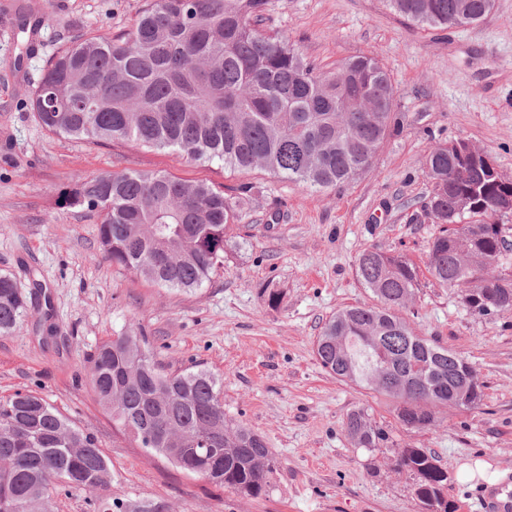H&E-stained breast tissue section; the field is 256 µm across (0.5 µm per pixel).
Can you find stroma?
<instances>
[{
  "label": "stroma",
  "instance_id": "1",
  "mask_svg": "<svg viewBox=\"0 0 512 512\" xmlns=\"http://www.w3.org/2000/svg\"><path fill=\"white\" fill-rule=\"evenodd\" d=\"M145 6L0 0V274L43 293L18 332L0 335V397L37 393L97 439L113 491L165 500L173 512H424L389 451L348 439L346 417L358 409L401 447L435 455L456 504L474 503L488 479L512 484V311L474 314L424 270L435 231L424 212L430 147L468 141L512 180V0L443 31L394 13L387 0H269L266 30L322 67L376 58L394 89L398 132L367 172L318 192L258 168L71 139L38 124L29 93L49 60L75 35L129 28ZM30 9L45 22L25 30L20 15ZM120 171L204 182L238 205L243 221L228 231L224 266L209 281L173 290L120 270L100 251L97 216L57 205V189ZM370 247L421 266L403 315L415 333L472 363L484 384L478 407L450 406L434 426L410 429L385 397L321 367L314 349L324 324L375 302L355 274ZM131 326L168 371L214 374L227 418L262 435L279 462L269 495L243 498L186 475L116 429L90 388L87 359ZM465 464L484 465V477L460 481Z\"/></svg>",
  "mask_w": 512,
  "mask_h": 512
}]
</instances>
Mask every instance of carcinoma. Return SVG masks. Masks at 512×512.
Listing matches in <instances>:
<instances>
[{
  "label": "carcinoma",
  "instance_id": "1",
  "mask_svg": "<svg viewBox=\"0 0 512 512\" xmlns=\"http://www.w3.org/2000/svg\"><path fill=\"white\" fill-rule=\"evenodd\" d=\"M388 3L428 26H452L462 15L477 22L492 7V0ZM268 4L150 0L117 35L73 38L31 94L37 121L64 137L177 148L317 191L349 183L398 129L391 81L372 57L330 70L305 59L261 29ZM491 166L489 157L463 162L452 142L433 145L426 157L427 214L436 226L429 271L481 316L512 310V280L494 274L512 252L494 201L512 192V181L497 180ZM58 205L101 217L100 246L112 265L178 290L200 287L224 265V237L242 218L224 192L160 172L89 177L60 190ZM356 276L377 304L329 319L316 342L321 366L388 399L407 428L435 425L465 383L470 406L479 405L483 385L474 366L416 335L403 316L418 288L417 266L372 248L358 256ZM27 310L17 282L0 274V335L18 330ZM88 363L97 401L147 453L242 497L269 494L279 462L262 436L224 417L211 372L162 370L133 326L97 346ZM345 430L357 448L391 442L362 409L348 415ZM390 451L397 469L413 476L426 512H456L445 494L448 471L435 456L422 448ZM60 487L89 494L95 512H171L163 500L112 493V470L95 438L40 396L0 400V512H53Z\"/></svg>",
  "mask_w": 512,
  "mask_h": 512
}]
</instances>
